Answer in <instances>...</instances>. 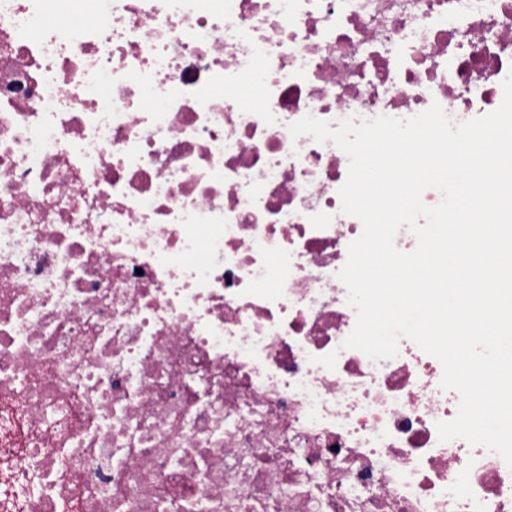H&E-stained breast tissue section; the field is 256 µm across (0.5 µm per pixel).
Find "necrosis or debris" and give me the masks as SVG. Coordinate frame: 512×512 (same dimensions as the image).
<instances>
[{
  "instance_id": "obj_1",
  "label": "necrosis or debris",
  "mask_w": 512,
  "mask_h": 512,
  "mask_svg": "<svg viewBox=\"0 0 512 512\" xmlns=\"http://www.w3.org/2000/svg\"><path fill=\"white\" fill-rule=\"evenodd\" d=\"M0 0V512H512L408 338L344 348L361 222L311 115L495 110L512 0Z\"/></svg>"
}]
</instances>
